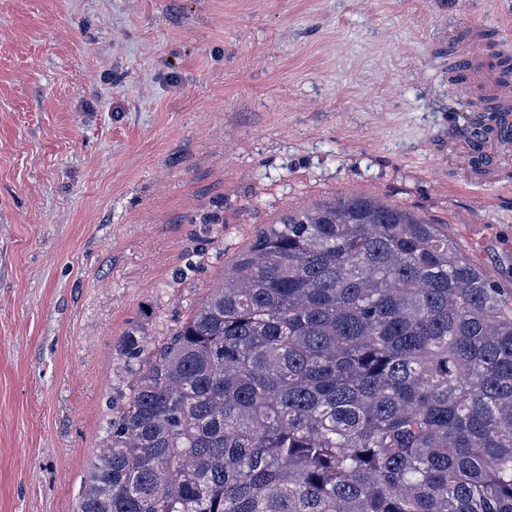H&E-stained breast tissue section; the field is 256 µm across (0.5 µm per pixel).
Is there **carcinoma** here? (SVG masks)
Masks as SVG:
<instances>
[{"mask_svg":"<svg viewBox=\"0 0 512 512\" xmlns=\"http://www.w3.org/2000/svg\"><path fill=\"white\" fill-rule=\"evenodd\" d=\"M77 512H512V288L360 194L129 333Z\"/></svg>","mask_w":512,"mask_h":512,"instance_id":"carcinoma-1","label":"carcinoma"}]
</instances>
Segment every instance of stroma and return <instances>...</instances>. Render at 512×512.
Returning a JSON list of instances; mask_svg holds the SVG:
<instances>
[{
	"label": "stroma",
	"instance_id": "stroma-1",
	"mask_svg": "<svg viewBox=\"0 0 512 512\" xmlns=\"http://www.w3.org/2000/svg\"><path fill=\"white\" fill-rule=\"evenodd\" d=\"M512 0H0V512H76L128 331L174 326L255 231L356 193L512 288V145L459 130ZM468 64H463L461 69L452 68L448 70V87L455 91L468 90L469 81L468 75L472 71L473 68H476L480 65L488 66L497 70V78H498V86L501 89V97L503 102L507 105L510 103V98L508 96V90L512 85V79L510 74L507 75L503 73V71L498 66V61L493 59L484 60V62H479L477 60H468Z\"/></svg>",
	"mask_w": 512,
	"mask_h": 512
}]
</instances>
